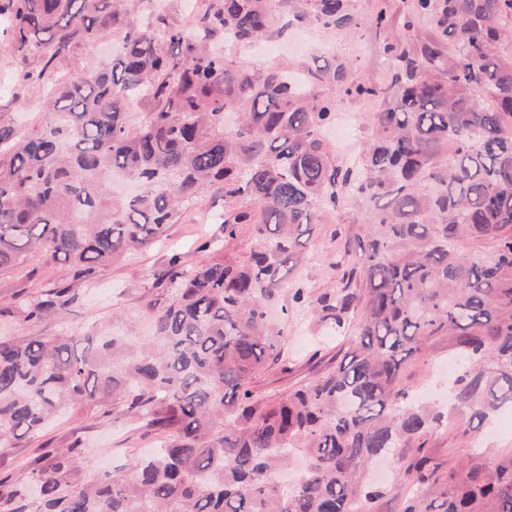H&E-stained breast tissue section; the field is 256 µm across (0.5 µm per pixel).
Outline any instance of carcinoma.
<instances>
[{"instance_id":"1","label":"carcinoma","mask_w":512,"mask_h":512,"mask_svg":"<svg viewBox=\"0 0 512 512\" xmlns=\"http://www.w3.org/2000/svg\"><path fill=\"white\" fill-rule=\"evenodd\" d=\"M288 3V11L276 4ZM133 22L119 0H3L8 49L42 58L47 118L0 122V274L35 256L92 285L99 269L167 239L179 215L224 185V237L206 257L177 253L147 303L151 332L0 336V447L25 448L63 409H118L158 447L123 474L84 478L79 442L42 448L27 476H0V512H362L384 495L366 482L377 458L413 488L401 512H512V454L448 472L407 449L443 425L418 402L405 367L437 336L462 355L451 391L468 422L512 407V0H411V43L384 46V88L348 66L243 68L214 35L252 45L293 25L355 35L353 0H209L196 32ZM122 33L112 61L73 77L57 62ZM380 98L361 160L324 130L340 98ZM153 110L137 132L130 108ZM347 203L359 232L336 253L334 289L310 294L291 274L313 227ZM253 247L237 251L242 226ZM294 307L341 330L343 357L276 398L255 380L285 360L269 316ZM61 282L21 299L26 322L62 315ZM1 307L0 316L12 313Z\"/></svg>"}]
</instances>
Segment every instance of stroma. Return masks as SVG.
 <instances>
[{"mask_svg": "<svg viewBox=\"0 0 512 512\" xmlns=\"http://www.w3.org/2000/svg\"><path fill=\"white\" fill-rule=\"evenodd\" d=\"M354 4L361 14L368 17L374 16L378 10H385L384 26L371 25L359 35L345 37L309 29L305 35L312 46L311 53L299 51L294 42L288 40L282 52L272 55V62L299 70L315 55L325 60L349 59L353 62L355 78L385 83L388 73L384 43L389 34L402 31L409 0H354ZM45 97L46 90L41 83L28 81L19 84L14 81L9 93H0V120H17L26 124L45 119ZM20 100L31 104L32 112L20 114L16 106ZM380 106L381 101L377 98L346 97L339 100V115L352 116L358 126V139L350 147L340 141L338 129L330 130L329 138L334 141L339 155L356 156L362 152L371 135L368 116ZM223 212V191L209 189L196 205L184 213L163 244L102 268L91 286L75 284V299L63 316L35 323L22 321L16 316H0V336H57L92 330L109 334L122 332L132 324L146 329L144 306L154 294L152 284L162 273L168 255L175 251L187 262L201 261L203 255L198 251L200 240L216 233L218 217ZM359 219L357 211L345 207L335 219L315 227L306 256L293 273L294 279L308 292L320 294L336 284L332 255L351 225ZM32 267L37 269V277H30L29 269L0 275V302L14 303L19 297L53 285L62 276L60 266L39 257L31 260L29 268ZM285 334L288 366L284 369L277 365L266 367L256 383L261 395L276 397L287 393L295 383L313 377L324 368L344 346L342 338L293 306L288 309ZM455 352L447 337L435 338L422 356L407 366L405 374L409 383L422 391L444 392L448 381L440 377L436 369L454 357ZM77 440L82 442L83 453L92 469L112 471L125 467L132 457L153 448L156 438L133 431L121 411L105 415L91 405H78L33 439L28 447L0 448V474L24 477L26 466L38 455L42 445L65 448ZM486 446L501 455L511 453L512 428L493 426L473 434L459 424L449 428L443 426L428 436L424 451L445 466L478 455Z\"/></svg>", "mask_w": 512, "mask_h": 512, "instance_id": "stroma-1", "label": "stroma"}]
</instances>
